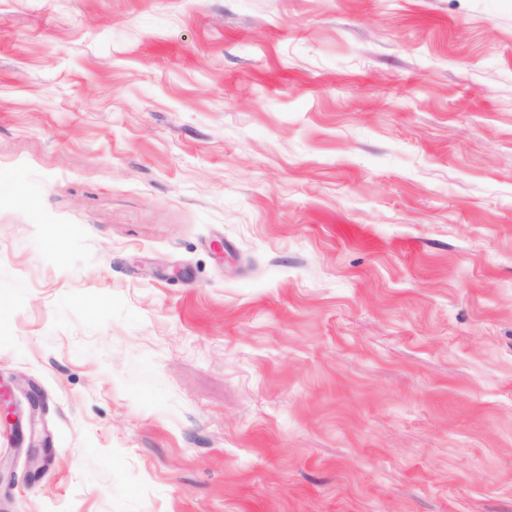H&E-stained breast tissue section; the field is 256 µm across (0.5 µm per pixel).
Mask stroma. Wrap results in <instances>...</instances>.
I'll return each mask as SVG.
<instances>
[{"mask_svg": "<svg viewBox=\"0 0 512 512\" xmlns=\"http://www.w3.org/2000/svg\"><path fill=\"white\" fill-rule=\"evenodd\" d=\"M15 377L0 512H512V0H0Z\"/></svg>", "mask_w": 512, "mask_h": 512, "instance_id": "stroma-1", "label": "stroma"}]
</instances>
